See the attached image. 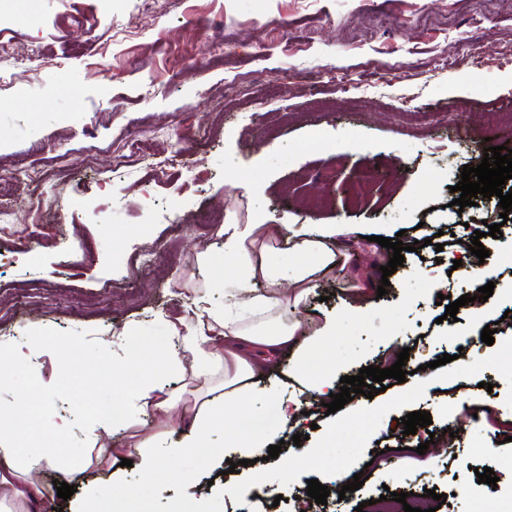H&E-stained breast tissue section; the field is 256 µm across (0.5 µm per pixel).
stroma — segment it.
Returning <instances> with one entry per match:
<instances>
[{
    "label": "stroma",
    "mask_w": 512,
    "mask_h": 512,
    "mask_svg": "<svg viewBox=\"0 0 512 512\" xmlns=\"http://www.w3.org/2000/svg\"><path fill=\"white\" fill-rule=\"evenodd\" d=\"M505 112L512 0H155L147 14L137 0H0V184L18 232L0 239V345L27 329L85 339L78 371L39 354L0 383V408L54 379L78 414L67 438L40 434L42 447L81 459L133 433L168 445V421L136 408L137 366L117 384L100 372L132 352L126 330L138 334V357L161 369L158 345L182 350L169 322L189 299L223 308L225 223L347 224V268L318 280L305 307L280 310L288 322L309 319L310 333L336 329L298 371L338 380L391 367L406 347L405 382L385 379V392L330 414L279 374L250 408L267 413L272 393L309 401L311 413L279 428L278 458L215 474L214 457L228 453L218 428L185 462L198 484L148 480L108 460L95 476L134 490L114 500L116 512H354L387 490L427 489L445 496L439 512H512V223H501L498 198L460 210L450 191L482 160L487 115ZM133 142L138 163L113 171ZM173 154L181 165H166ZM32 166L50 177L36 209L21 176ZM197 168L209 177L188 187ZM497 222L501 238L482 239L485 260L465 253ZM381 236L409 247L382 297L391 252ZM148 252L156 262L145 269ZM480 262L492 296L481 313L465 305L447 317L438 295L474 291ZM488 325L490 346L478 336ZM445 353L451 362L438 365ZM108 403L129 423L93 435L92 409ZM414 411L432 423L408 435L402 419ZM484 467L497 486L478 481ZM358 472L362 487L341 493ZM256 477L261 495L225 496V484ZM311 479L328 487L326 504L307 495Z\"/></svg>",
    "instance_id": "35a3bbf8"
}]
</instances>
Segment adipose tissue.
Listing matches in <instances>:
<instances>
[{
  "label": "adipose tissue",
  "mask_w": 512,
  "mask_h": 512,
  "mask_svg": "<svg viewBox=\"0 0 512 512\" xmlns=\"http://www.w3.org/2000/svg\"><path fill=\"white\" fill-rule=\"evenodd\" d=\"M349 230L345 224H312L302 235L292 237L282 224H228L224 227V253L232 259L233 290L262 285V292L249 303L227 300L223 310L214 311L190 303L189 322L172 323L183 350L189 353L196 377L214 379L209 395L191 405L170 390L159 372L143 366L136 390L141 410L176 421L185 439L164 447L137 442L135 463L146 478L162 470L163 462H177L196 449L206 447L209 432L223 428L225 445L232 454L246 459L268 448L274 425H265L259 414L245 405L260 379L270 377L285 355L302 358L319 348L320 339L305 335L300 323H274L272 312L282 303L304 305L317 279L335 274L348 257L340 251L338 238ZM289 245L297 261L290 274H282L271 258L274 241ZM66 402L55 382L23 394L11 414H0V486H10L8 505L0 512H35L42 496L41 486L24 466L16 446L28 442L31 428L41 426L67 432L70 419L58 413ZM250 429L254 437L241 444L240 431Z\"/></svg>",
  "instance_id": "obj_1"
}]
</instances>
